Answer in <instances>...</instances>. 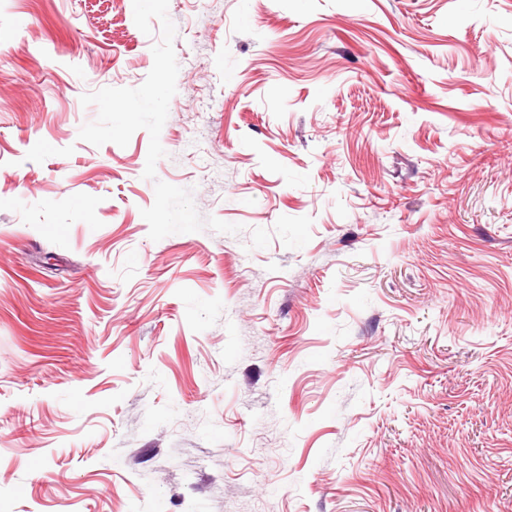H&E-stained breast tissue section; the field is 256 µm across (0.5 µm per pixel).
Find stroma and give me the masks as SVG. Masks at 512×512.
Instances as JSON below:
<instances>
[{
    "label": "stroma",
    "instance_id": "35a3bbf8",
    "mask_svg": "<svg viewBox=\"0 0 512 512\" xmlns=\"http://www.w3.org/2000/svg\"><path fill=\"white\" fill-rule=\"evenodd\" d=\"M168 16L150 181L133 0H0V512H512V0Z\"/></svg>",
    "mask_w": 512,
    "mask_h": 512
}]
</instances>
